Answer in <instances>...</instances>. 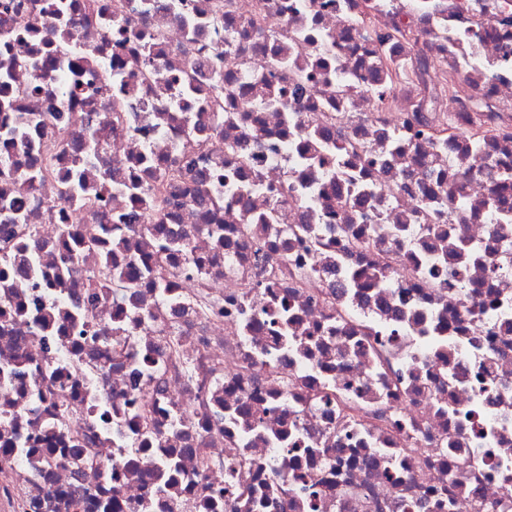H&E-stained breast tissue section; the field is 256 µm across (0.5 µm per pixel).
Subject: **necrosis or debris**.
<instances>
[{"label": "necrosis or debris", "instance_id": "necrosis-or-debris-1", "mask_svg": "<svg viewBox=\"0 0 512 512\" xmlns=\"http://www.w3.org/2000/svg\"><path fill=\"white\" fill-rule=\"evenodd\" d=\"M419 50L456 97L429 126L410 78L371 83ZM491 163L512 171V0H0V512H512Z\"/></svg>", "mask_w": 512, "mask_h": 512}]
</instances>
